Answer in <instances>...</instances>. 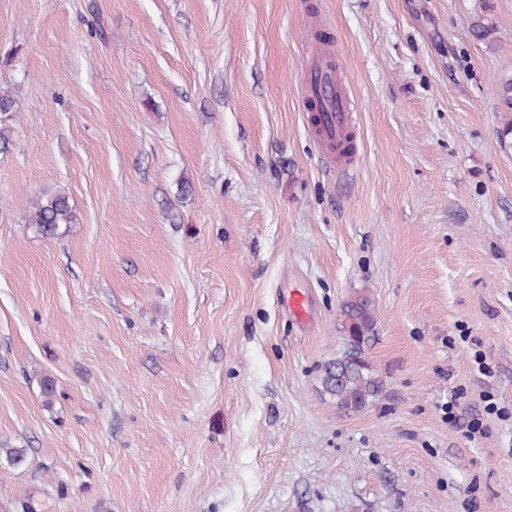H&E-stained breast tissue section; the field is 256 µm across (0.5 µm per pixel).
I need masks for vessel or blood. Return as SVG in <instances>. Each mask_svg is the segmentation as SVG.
Listing matches in <instances>:
<instances>
[{
  "instance_id": "b4317fda",
  "label": "vessel or blood",
  "mask_w": 512,
  "mask_h": 512,
  "mask_svg": "<svg viewBox=\"0 0 512 512\" xmlns=\"http://www.w3.org/2000/svg\"><path fill=\"white\" fill-rule=\"evenodd\" d=\"M310 97L325 100L329 112L318 115L317 130L324 142L335 143L350 134L354 123L353 106L339 68L327 52H317L307 75Z\"/></svg>"
}]
</instances>
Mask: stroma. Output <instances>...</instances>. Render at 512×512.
<instances>
[{
    "label": "stroma",
    "instance_id": "1",
    "mask_svg": "<svg viewBox=\"0 0 512 512\" xmlns=\"http://www.w3.org/2000/svg\"><path fill=\"white\" fill-rule=\"evenodd\" d=\"M490 4L492 46L478 0H0V447L27 451L0 512H512ZM318 32L356 110L343 175L305 109ZM59 188L50 241L29 215ZM358 292L383 392L348 414L320 374ZM481 12L477 14L472 22V31L474 35L481 41L494 42L498 33L496 21L488 11H490L486 0L481 2ZM486 13V14H485ZM75 220L70 197L64 190L43 192L32 203L31 221L45 239L59 237L62 226L74 224Z\"/></svg>",
    "mask_w": 512,
    "mask_h": 512
}]
</instances>
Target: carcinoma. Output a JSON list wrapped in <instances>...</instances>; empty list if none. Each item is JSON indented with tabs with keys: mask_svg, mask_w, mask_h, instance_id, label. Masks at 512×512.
Returning a JSON list of instances; mask_svg holds the SVG:
<instances>
[{
	"mask_svg": "<svg viewBox=\"0 0 512 512\" xmlns=\"http://www.w3.org/2000/svg\"><path fill=\"white\" fill-rule=\"evenodd\" d=\"M472 31L481 41L493 42L498 33L489 6L481 2V12L472 22ZM498 96L503 110L512 112V73L502 77ZM15 116V98L8 89L0 88V143L8 140L7 122ZM31 221L45 239H55L60 229L75 222L69 195L63 190L46 191L32 203ZM344 339L340 355L323 365L321 385L343 412L359 411L370 405L382 390V381L370 370L365 358L366 348L376 332V313L371 299L357 295L344 302L339 315Z\"/></svg>",
	"mask_w": 512,
	"mask_h": 512,
	"instance_id": "1",
	"label": "carcinoma"
}]
</instances>
